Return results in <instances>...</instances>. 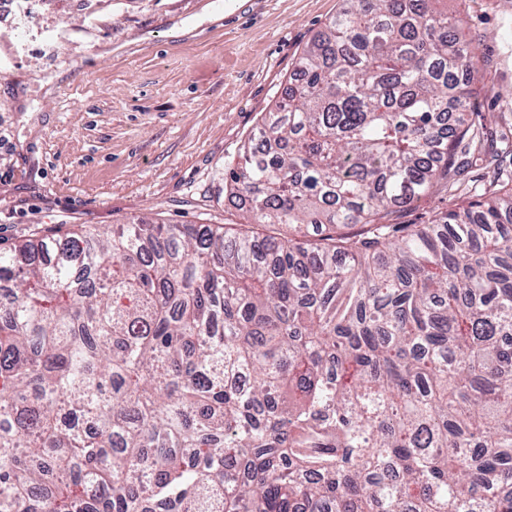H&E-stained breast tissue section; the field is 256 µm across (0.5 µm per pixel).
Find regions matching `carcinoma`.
<instances>
[{
	"label": "carcinoma",
	"mask_w": 512,
	"mask_h": 512,
	"mask_svg": "<svg viewBox=\"0 0 512 512\" xmlns=\"http://www.w3.org/2000/svg\"><path fill=\"white\" fill-rule=\"evenodd\" d=\"M440 2L343 0L244 223L0 249V512H512V186L390 223L512 159ZM471 169V173L462 181L461 190L448 193L443 187H435L432 193L424 196L413 207L403 210L394 215L392 223L395 224H425L434 212L445 211L458 207L459 205L475 199L476 194H482L485 189L496 190L493 187L492 170Z\"/></svg>",
	"instance_id": "cac0c4a2"
}]
</instances>
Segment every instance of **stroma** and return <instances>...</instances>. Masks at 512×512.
Returning <instances> with one entry per match:
<instances>
[{"label":"stroma","mask_w":512,"mask_h":512,"mask_svg":"<svg viewBox=\"0 0 512 512\" xmlns=\"http://www.w3.org/2000/svg\"><path fill=\"white\" fill-rule=\"evenodd\" d=\"M342 0H50L0 16V247L74 224L241 223L224 172ZM477 49V111L512 130V0H447ZM472 170L397 224L492 188Z\"/></svg>","instance_id":"obj_1"}]
</instances>
